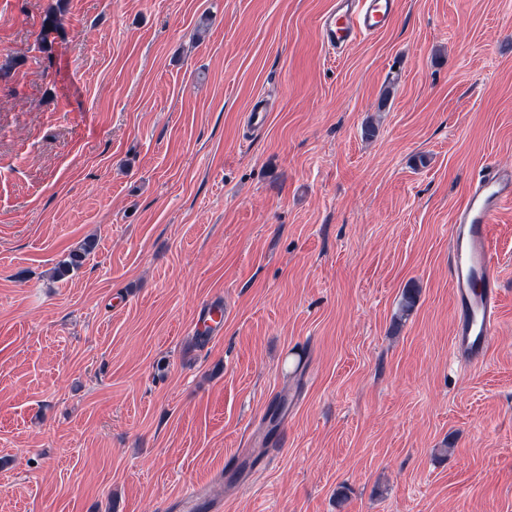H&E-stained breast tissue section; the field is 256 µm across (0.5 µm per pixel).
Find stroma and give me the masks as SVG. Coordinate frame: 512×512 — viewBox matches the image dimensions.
<instances>
[{
	"label": "stroma",
	"mask_w": 512,
	"mask_h": 512,
	"mask_svg": "<svg viewBox=\"0 0 512 512\" xmlns=\"http://www.w3.org/2000/svg\"><path fill=\"white\" fill-rule=\"evenodd\" d=\"M332 6L0 0V512H512V207L480 363L448 283L512 168V0H400L335 58ZM510 205L512 170L488 163L470 182L448 226V274L457 307L451 350L464 363L483 360L496 331L500 288L491 222ZM199 334H218L224 328V304L213 301L204 311L195 325Z\"/></svg>",
	"instance_id": "obj_1"
}]
</instances>
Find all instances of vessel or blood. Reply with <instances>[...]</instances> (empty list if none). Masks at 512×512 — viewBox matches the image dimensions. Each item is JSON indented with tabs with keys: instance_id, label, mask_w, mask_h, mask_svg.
<instances>
[{
	"instance_id": "b4317fda",
	"label": "vessel or blood",
	"mask_w": 512,
	"mask_h": 512,
	"mask_svg": "<svg viewBox=\"0 0 512 512\" xmlns=\"http://www.w3.org/2000/svg\"><path fill=\"white\" fill-rule=\"evenodd\" d=\"M399 0H336L321 22L322 42L340 52L357 40L384 31ZM512 205V170L487 164L470 182L465 200L448 226L449 282L457 307L451 342L453 355L473 364L483 360L496 331L500 288L495 270L491 222ZM224 327V304L212 302L197 321L199 333L213 335Z\"/></svg>"
}]
</instances>
